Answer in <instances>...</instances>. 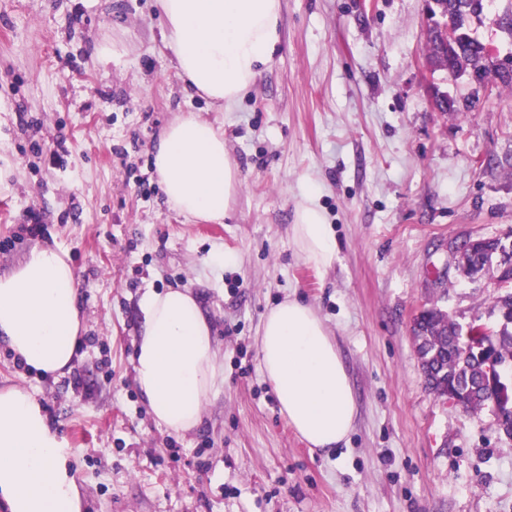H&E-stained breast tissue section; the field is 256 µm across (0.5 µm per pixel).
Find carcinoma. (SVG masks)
<instances>
[{
    "instance_id": "cac0c4a2",
    "label": "carcinoma",
    "mask_w": 512,
    "mask_h": 512,
    "mask_svg": "<svg viewBox=\"0 0 512 512\" xmlns=\"http://www.w3.org/2000/svg\"><path fill=\"white\" fill-rule=\"evenodd\" d=\"M443 11L453 23L465 26L471 16L483 12L484 0H439ZM485 47L469 37L440 61V70L450 78H460L474 68L484 65ZM501 240L478 241L466 250L467 271L471 277L478 272L497 281L508 283L489 262V254ZM493 309L499 322L487 327V334L471 344L465 327L437 305L423 309L419 329L413 331L419 360L424 367L426 385L437 396L448 392L458 395L464 408L477 412L490 405L500 412V424L512 434V385L505 382L504 371L512 370V293L493 298ZM498 364L497 376H489L486 361Z\"/></svg>"
}]
</instances>
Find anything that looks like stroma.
I'll use <instances>...</instances> for the list:
<instances>
[{
  "label": "stroma",
  "mask_w": 512,
  "mask_h": 512,
  "mask_svg": "<svg viewBox=\"0 0 512 512\" xmlns=\"http://www.w3.org/2000/svg\"><path fill=\"white\" fill-rule=\"evenodd\" d=\"M510 6L487 0L467 23L501 58ZM280 32L227 111L179 79L157 0H0V274L59 245L86 318L79 387L1 349L0 389L35 392L73 451L85 512H512V440L493 409L426 389L410 326L434 304L497 322L492 281L431 278L464 239L512 240V88L424 72L423 0H283ZM192 113L238 165L220 224L170 208L153 170L159 134ZM310 193L337 242L325 270L292 241ZM31 207L38 240L21 229ZM175 287L199 296L224 359L186 435L155 423L132 368L143 292ZM289 294L315 307L356 394L353 432L327 451L289 426L260 370L263 316Z\"/></svg>",
  "instance_id": "obj_1"
}]
</instances>
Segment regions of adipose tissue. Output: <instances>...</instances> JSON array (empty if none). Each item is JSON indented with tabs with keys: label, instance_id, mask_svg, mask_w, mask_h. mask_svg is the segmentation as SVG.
I'll list each match as a JSON object with an SVG mask.
<instances>
[{
	"label": "adipose tissue",
	"instance_id": "adipose-tissue-1",
	"mask_svg": "<svg viewBox=\"0 0 512 512\" xmlns=\"http://www.w3.org/2000/svg\"><path fill=\"white\" fill-rule=\"evenodd\" d=\"M162 35L178 75L212 103L235 105L280 42L282 0H159ZM154 170L166 199L187 218L223 223L239 185L224 134L189 115L161 133ZM298 254L320 269L336 260V239L314 200L292 226ZM135 344L134 382L154 421L184 435L224 377L212 329L187 288L146 291ZM78 281L58 245L34 246L0 275V345L42 376L69 373L78 357ZM263 374L289 425L313 449L346 442L357 416L343 358L314 307L288 296L265 314L257 338ZM73 453L33 392L0 389V500L7 512H82Z\"/></svg>",
	"mask_w": 512,
	"mask_h": 512
}]
</instances>
